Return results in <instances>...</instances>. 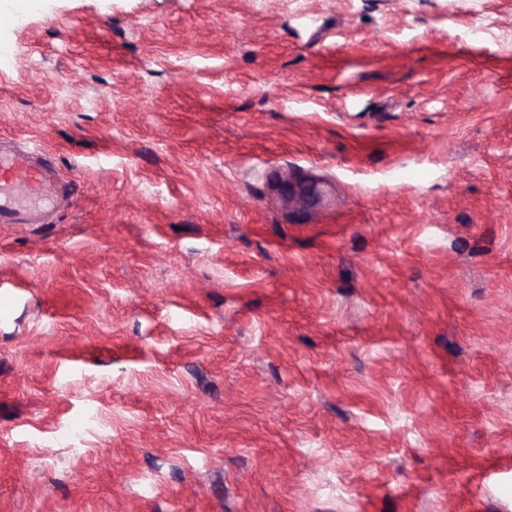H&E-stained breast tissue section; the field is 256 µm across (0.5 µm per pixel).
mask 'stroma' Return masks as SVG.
<instances>
[{
  "mask_svg": "<svg viewBox=\"0 0 512 512\" xmlns=\"http://www.w3.org/2000/svg\"><path fill=\"white\" fill-rule=\"evenodd\" d=\"M0 14V512H512V0ZM47 167L23 150L0 149V224H27L36 204L30 199L57 192L59 185L48 177Z\"/></svg>",
  "mask_w": 512,
  "mask_h": 512,
  "instance_id": "stroma-1",
  "label": "stroma"
}]
</instances>
